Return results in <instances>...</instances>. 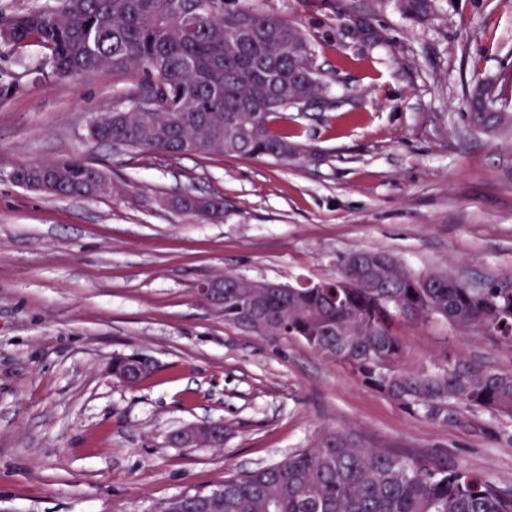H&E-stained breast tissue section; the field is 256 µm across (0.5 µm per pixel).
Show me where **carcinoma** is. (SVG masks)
<instances>
[{"mask_svg":"<svg viewBox=\"0 0 512 512\" xmlns=\"http://www.w3.org/2000/svg\"><path fill=\"white\" fill-rule=\"evenodd\" d=\"M435 0H396L415 21ZM0 46L45 50L42 74L79 80L107 71L134 83L122 107L92 118L95 141L143 153L224 154L286 161L298 153L273 122L288 109L327 103L325 83L304 32L260 0H58L0 17ZM0 71V94L26 91ZM500 93L481 83L467 98L470 121L512 130L497 111ZM65 198L117 193L109 175L76 158L32 163L15 172ZM169 205L200 221L224 216L220 200L184 194ZM224 321L258 334L300 339L315 352L432 416L457 408L512 415V374L463 360L433 371L403 367L397 319L442 317L455 328L512 342V288H474L448 275H415L384 252L359 250L341 278L307 288L267 282L262 320L253 288L226 272ZM161 512H512V493L464 468L450 469L327 431L282 463L224 480L208 492L174 497Z\"/></svg>","mask_w":512,"mask_h":512,"instance_id":"obj_1","label":"carcinoma"}]
</instances>
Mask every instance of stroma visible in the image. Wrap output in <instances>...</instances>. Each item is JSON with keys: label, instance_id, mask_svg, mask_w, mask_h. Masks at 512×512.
Instances as JSON below:
<instances>
[{"label": "stroma", "instance_id": "obj_1", "mask_svg": "<svg viewBox=\"0 0 512 512\" xmlns=\"http://www.w3.org/2000/svg\"><path fill=\"white\" fill-rule=\"evenodd\" d=\"M431 19L393 0H266L299 25L332 101L277 120L300 153L134 154L92 140L123 73L27 77L0 102V512H158L285 460L328 430L440 460L512 492V416H427L299 339L226 323L197 293L230 271L247 281H333L358 250L414 274L512 283V133L468 120L476 80L512 72V0H435ZM370 16L373 42L354 31ZM78 157L120 196L64 199L16 184L19 166ZM224 200L214 223L167 207ZM413 370L460 356L512 374V343L401 320ZM157 363L136 388L115 358ZM223 421V448L172 431Z\"/></svg>", "mask_w": 512, "mask_h": 512}]
</instances>
